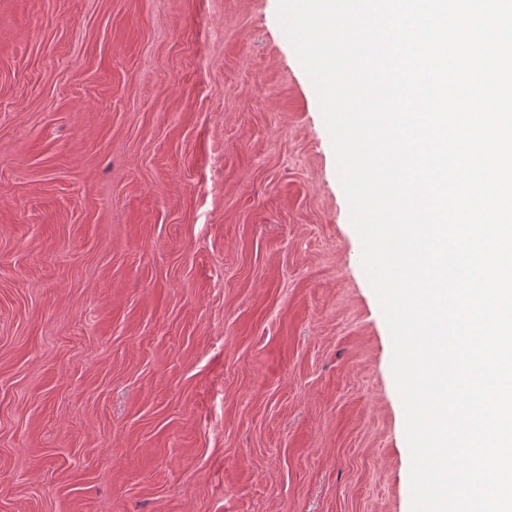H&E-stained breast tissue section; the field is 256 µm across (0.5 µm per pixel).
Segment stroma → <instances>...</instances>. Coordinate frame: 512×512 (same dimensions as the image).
I'll use <instances>...</instances> for the list:
<instances>
[{
	"mask_svg": "<svg viewBox=\"0 0 512 512\" xmlns=\"http://www.w3.org/2000/svg\"><path fill=\"white\" fill-rule=\"evenodd\" d=\"M277 5L0 0V512H410Z\"/></svg>",
	"mask_w": 512,
	"mask_h": 512,
	"instance_id": "35a3bbf8",
	"label": "stroma"
}]
</instances>
